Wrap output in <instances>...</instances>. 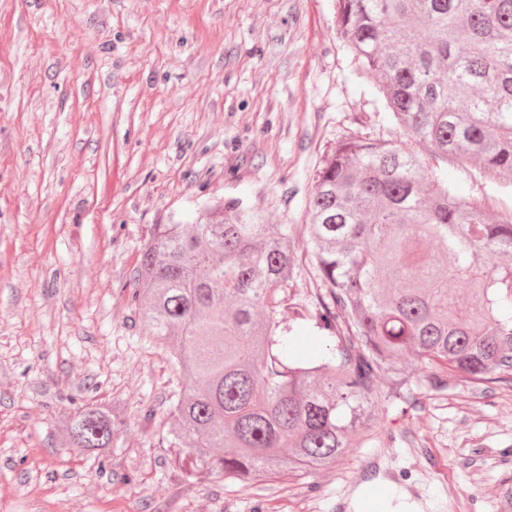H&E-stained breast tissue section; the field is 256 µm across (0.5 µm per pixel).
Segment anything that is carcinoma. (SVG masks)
Here are the masks:
<instances>
[{
  "label": "carcinoma",
  "instance_id": "cac0c4a2",
  "mask_svg": "<svg viewBox=\"0 0 512 512\" xmlns=\"http://www.w3.org/2000/svg\"><path fill=\"white\" fill-rule=\"evenodd\" d=\"M335 6L357 69L409 140L512 181V0ZM307 207L316 288L288 324V234L242 200L157 224L143 245L132 296L182 375L165 441L189 477L315 474L354 447L379 399L405 418L450 390L512 386V210L439 182L403 145L355 135L325 157ZM295 322L323 333L306 357ZM123 423L119 407L87 406L59 440L100 455Z\"/></svg>",
  "mask_w": 512,
  "mask_h": 512
}]
</instances>
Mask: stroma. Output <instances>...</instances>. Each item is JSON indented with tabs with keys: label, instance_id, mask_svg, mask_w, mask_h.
Segmentation results:
<instances>
[{
	"label": "stroma",
	"instance_id": "stroma-1",
	"mask_svg": "<svg viewBox=\"0 0 512 512\" xmlns=\"http://www.w3.org/2000/svg\"><path fill=\"white\" fill-rule=\"evenodd\" d=\"M377 97L333 0H0V512H498L504 384L403 419L376 406L361 447L310 478H189L161 443L178 378L131 299L153 226L243 199L287 230L305 301L324 155L352 131L403 136ZM444 176L512 207L478 171ZM104 402L126 417L104 460L61 447L63 422Z\"/></svg>",
	"mask_w": 512,
	"mask_h": 512
}]
</instances>
